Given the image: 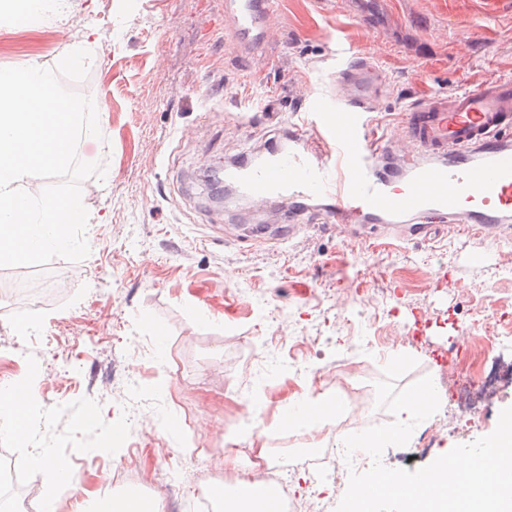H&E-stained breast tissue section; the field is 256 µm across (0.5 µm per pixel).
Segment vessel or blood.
<instances>
[{"label": "vessel or blood", "mask_w": 512, "mask_h": 512, "mask_svg": "<svg viewBox=\"0 0 512 512\" xmlns=\"http://www.w3.org/2000/svg\"><path fill=\"white\" fill-rule=\"evenodd\" d=\"M224 20L238 55H265L275 0H224ZM382 80L368 57L342 52L335 108L312 103L303 124L289 125L287 148L273 147L259 165L241 163V194L281 211L322 198L325 223L406 222L424 241L463 224L491 237L512 231V79L413 102L399 153L370 130Z\"/></svg>", "instance_id": "1"}]
</instances>
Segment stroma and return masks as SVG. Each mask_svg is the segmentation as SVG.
Returning a JSON list of instances; mask_svg holds the SVG:
<instances>
[{"mask_svg":"<svg viewBox=\"0 0 512 512\" xmlns=\"http://www.w3.org/2000/svg\"><path fill=\"white\" fill-rule=\"evenodd\" d=\"M279 24L266 66L243 70L224 28V0H71L60 20L0 28V67H53L93 31L87 77L64 80L92 97L102 140L79 142L84 161L106 163L86 179L95 214L90 255L47 270L0 268V371L26 348L39 362L37 401L89 397L106 422L129 411L142 453L70 452L76 484L60 512L103 497L158 498L165 512H196L188 485L224 478V448L279 449L283 479L335 512L355 456L339 480L311 481L310 448H335L336 434L290 431L279 409L295 394L346 397L345 432L392 422L375 385L394 352L417 364L396 385L431 376L443 391L411 447L385 449L386 467H425L453 446L490 434L512 406V385L480 399L479 421L460 426L457 395L473 366L441 364L443 350L473 349V314L499 337L493 355L512 359V238L462 231L426 243L384 244L378 235L323 223L308 201L293 237L244 241L284 223L238 199L212 202L206 170L286 145L285 131L310 103L335 94L336 51L365 54L386 76L371 116L378 137L397 140L405 108L428 93L490 78L512 79V13L487 18L476 0H276ZM97 322L102 335L88 339ZM49 336L52 346L32 343ZM351 376L357 393H345ZM125 463L127 480L113 482Z\"/></svg>","mask_w":512,"mask_h":512,"instance_id":"35a3bbf8","label":"stroma"}]
</instances>
